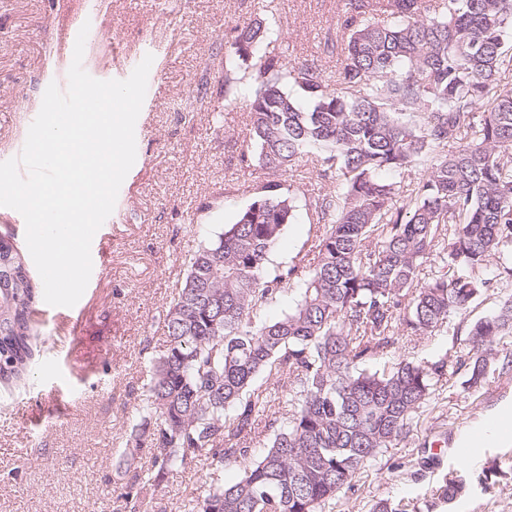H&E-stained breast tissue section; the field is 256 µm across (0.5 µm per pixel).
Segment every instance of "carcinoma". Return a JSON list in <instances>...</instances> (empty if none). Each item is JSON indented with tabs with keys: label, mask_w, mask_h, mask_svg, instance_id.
<instances>
[{
	"label": "carcinoma",
	"mask_w": 512,
	"mask_h": 512,
	"mask_svg": "<svg viewBox=\"0 0 512 512\" xmlns=\"http://www.w3.org/2000/svg\"><path fill=\"white\" fill-rule=\"evenodd\" d=\"M344 29L345 58L328 77L258 54L264 21L236 28L224 96L256 85L241 162L267 178L187 261L132 427L123 512H150L174 470L205 471L189 512H327L410 434L437 385L466 365L467 388L481 391L495 339L512 333V85L499 78L512 68V0H351ZM303 160L340 191L302 183L314 257L271 271L295 210L281 177ZM417 166L424 175L406 182ZM428 262L436 270L423 279ZM35 288L26 253L0 236L1 385L29 371ZM289 290L294 306L267 319ZM490 290L499 310L470 326L471 356L396 353L457 335ZM261 421L271 437L255 458ZM230 464L241 472L226 483ZM466 489L452 477L432 501ZM373 512L420 508L381 499Z\"/></svg>",
	"instance_id": "carcinoma-1"
}]
</instances>
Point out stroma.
Wrapping results in <instances>:
<instances>
[{
	"label": "stroma",
	"mask_w": 512,
	"mask_h": 512,
	"mask_svg": "<svg viewBox=\"0 0 512 512\" xmlns=\"http://www.w3.org/2000/svg\"><path fill=\"white\" fill-rule=\"evenodd\" d=\"M94 17L84 70L127 79L153 55L135 128L136 161L124 179L105 238L92 245L90 284L71 307L34 302L38 338L25 383L0 386V512H116L127 442L153 361L167 334L163 317L184 261L233 223L263 170L240 154L251 122L245 98L225 101L224 63L235 27L261 18L272 30L261 49L334 72L346 42L350 0H86ZM76 0H0V161L19 155L44 92L66 80L68 63L51 34ZM296 210L270 267L310 250L316 227L295 173L285 176ZM454 375L424 408L409 437L368 464L335 512H371L381 499L425 506L449 472L474 481L468 495L437 512H512V431L470 452L474 430L512 411V372L492 367L468 390ZM497 469L484 483L476 477ZM201 479L172 472L154 512H180L201 495Z\"/></svg>",
	"instance_id": "1"
}]
</instances>
